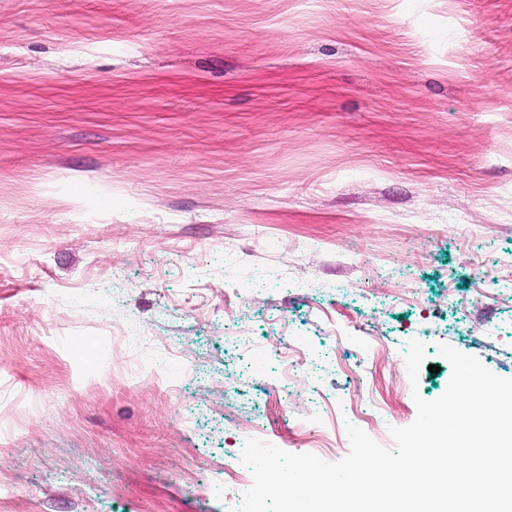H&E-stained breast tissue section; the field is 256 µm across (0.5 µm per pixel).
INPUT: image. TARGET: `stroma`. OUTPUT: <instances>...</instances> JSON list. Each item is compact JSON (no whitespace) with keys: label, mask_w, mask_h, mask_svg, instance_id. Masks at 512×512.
<instances>
[{"label":"stroma","mask_w":512,"mask_h":512,"mask_svg":"<svg viewBox=\"0 0 512 512\" xmlns=\"http://www.w3.org/2000/svg\"><path fill=\"white\" fill-rule=\"evenodd\" d=\"M413 339L512 378V0H0V512H225V403L296 452Z\"/></svg>","instance_id":"obj_1"}]
</instances>
